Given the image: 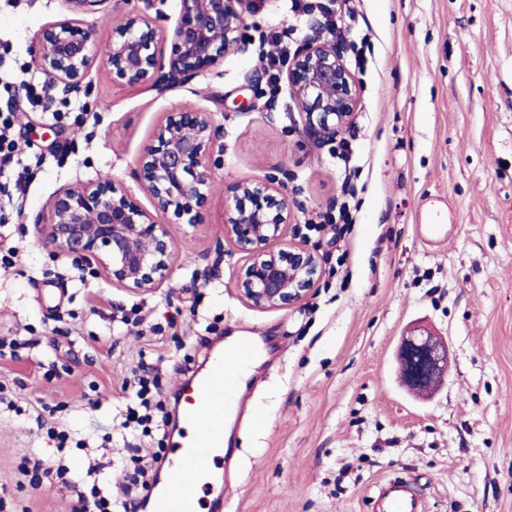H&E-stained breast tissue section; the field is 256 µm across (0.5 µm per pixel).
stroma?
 Instances as JSON below:
<instances>
[{"instance_id":"obj_1","label":"stroma","mask_w":512,"mask_h":512,"mask_svg":"<svg viewBox=\"0 0 512 512\" xmlns=\"http://www.w3.org/2000/svg\"><path fill=\"white\" fill-rule=\"evenodd\" d=\"M345 41L366 40L354 75L358 113L339 137L302 129L288 92L270 100L257 47L159 93L112 81L95 62L85 89L52 91L48 111L18 104L15 132L33 169L18 209L0 222V336L27 340L0 358V512H71V488L32 484L26 457L65 459L82 479L97 448L125 453L117 415L140 361L155 363L165 409L229 336L256 347L250 412L226 420L233 457L211 476L204 506L223 512H371L368 497L402 475L428 512H512V0H355ZM66 0H0V72L34 63L36 37ZM211 112L224 157L202 223L159 215L173 243L169 278L147 294L57 258L38 231L56 193L111 178L145 209L136 161L165 116ZM354 148L338 164L340 138ZM288 185L292 221L322 258L311 295L258 310L235 282L249 262L224 237L227 190L247 178ZM356 188L342 235L316 216ZM433 207L448 240L416 224ZM425 326L448 342V373L415 398L396 376L402 334ZM63 427L86 450L57 449Z\"/></svg>"}]
</instances>
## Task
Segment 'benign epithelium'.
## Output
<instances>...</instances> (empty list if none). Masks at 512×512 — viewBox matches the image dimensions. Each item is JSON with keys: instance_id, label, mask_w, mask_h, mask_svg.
<instances>
[{"instance_id": "1", "label": "benign epithelium", "mask_w": 512, "mask_h": 512, "mask_svg": "<svg viewBox=\"0 0 512 512\" xmlns=\"http://www.w3.org/2000/svg\"><path fill=\"white\" fill-rule=\"evenodd\" d=\"M71 14L45 27L35 50L38 66L66 91L78 92L95 59L94 30L77 15L97 0H66ZM124 10L112 27L105 65L112 80L151 84L162 93L219 68L224 56L246 52L249 0H179L174 24L165 32L156 20L167 0H114ZM288 92L296 101L303 129L317 139L332 138L358 111L360 89L336 38L320 29L308 36L285 69ZM213 115L194 108L172 112L157 128L153 143L137 160L139 180L156 211L194 225L211 195L217 156ZM284 181L268 176L243 180L230 189L224 206V238L251 256L236 290L251 307L276 310L304 301L322 274L319 254L290 243L268 247L291 221ZM39 232L58 256L103 274L139 293L168 278L175 254L166 225L110 179L78 181L53 198ZM402 383L428 394L448 372V344L425 328L401 337L396 351Z\"/></svg>"}]
</instances>
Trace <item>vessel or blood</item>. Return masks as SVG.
Wrapping results in <instances>:
<instances>
[{
	"instance_id": "vessel-or-blood-1",
	"label": "vessel or blood",
	"mask_w": 512,
	"mask_h": 512,
	"mask_svg": "<svg viewBox=\"0 0 512 512\" xmlns=\"http://www.w3.org/2000/svg\"><path fill=\"white\" fill-rule=\"evenodd\" d=\"M251 351L240 345L218 352L210 370L183 388L181 419L193 426L190 438L177 441L165 469L163 487L150 498L151 512H201L204 475L224 463V421L243 403L242 380ZM374 512H423L409 480L394 477L380 483L372 498Z\"/></svg>"
}]
</instances>
